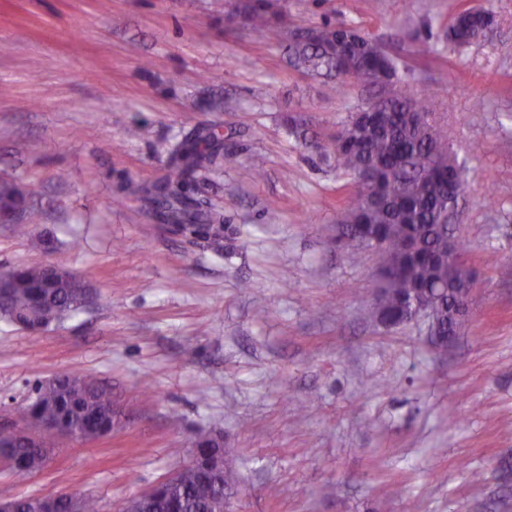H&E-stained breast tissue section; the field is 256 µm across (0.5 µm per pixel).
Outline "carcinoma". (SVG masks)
<instances>
[{
	"instance_id": "cac0c4a2",
	"label": "carcinoma",
	"mask_w": 512,
	"mask_h": 512,
	"mask_svg": "<svg viewBox=\"0 0 512 512\" xmlns=\"http://www.w3.org/2000/svg\"><path fill=\"white\" fill-rule=\"evenodd\" d=\"M247 21L271 35L278 34L276 3L254 0L247 5ZM489 14L460 13L449 36L459 47L470 44L488 26ZM313 41H295L288 46L294 65L311 72L340 75L336 45L351 47L358 61L355 80L365 86L376 77L369 63H378L403 84L405 74L380 45L357 28L339 23L325 24ZM357 120L351 114L324 144L322 151L336 157L337 166L354 179L367 178L376 183L377 199L369 203L358 191L341 212V223L356 236L380 239L376 248L380 268L395 269L398 274L387 284L384 302H376V311H385L394 323L402 322L403 302L414 287L430 290L451 286L454 273L448 258V225L442 223L445 212L458 204L460 185L457 173L462 167L448 152V129L437 121L428 105L403 90L389 98L375 112L374 126L366 127L359 141L346 137ZM220 156V142L187 137L172 151L167 175L162 181L165 192L154 201L159 214L168 223L196 225L207 220L201 202L185 193L183 185L195 172L213 164ZM27 193L17 184L0 180V203L26 200ZM0 315L22 326L34 313L44 326L59 322L81 308L86 283L73 275H61L47 282L43 266L20 265L0 272ZM455 302L453 292L435 299L441 326L448 325V310ZM32 416L53 423L84 440H93L112 430V395L106 393L90 375H63L35 389V397L24 409ZM56 434L33 432L17 441L0 438V461L8 473L22 480L41 470ZM232 473L211 476L198 468L185 475L178 485L165 484L145 501L144 512H169L172 497L181 502V512H215L232 486ZM13 512H45L42 498L25 496L13 499ZM55 512H96L93 501L61 502Z\"/></svg>"
}]
</instances>
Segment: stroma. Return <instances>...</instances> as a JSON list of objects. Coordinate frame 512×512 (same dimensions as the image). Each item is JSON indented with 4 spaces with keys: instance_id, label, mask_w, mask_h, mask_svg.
Segmentation results:
<instances>
[{
    "instance_id": "obj_1",
    "label": "stroma",
    "mask_w": 512,
    "mask_h": 512,
    "mask_svg": "<svg viewBox=\"0 0 512 512\" xmlns=\"http://www.w3.org/2000/svg\"><path fill=\"white\" fill-rule=\"evenodd\" d=\"M240 7L0 0V179L32 194L27 235L0 224V270L55 265L91 293L45 329L0 318V429L63 373L118 411L24 482L0 470V501L120 512L219 435L233 512H512V0H279L275 37ZM474 7L492 23L456 46ZM327 23L397 61L469 174L449 234L476 284L448 345L381 325L376 254L336 243L354 185L315 144L376 91L291 66L289 33ZM209 131L231 158L185 189L229 225L219 250L141 193ZM489 14L480 12L472 15L468 10L460 13L453 22L449 36L450 39L459 47L470 44L483 30L488 26Z\"/></svg>"
}]
</instances>
